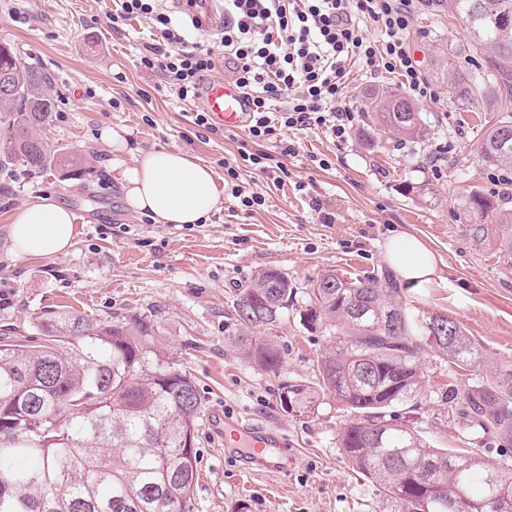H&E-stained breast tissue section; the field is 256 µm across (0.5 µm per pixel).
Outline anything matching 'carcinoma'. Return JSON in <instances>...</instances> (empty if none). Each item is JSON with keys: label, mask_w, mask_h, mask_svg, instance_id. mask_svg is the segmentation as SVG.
Returning <instances> with one entry per match:
<instances>
[{"label": "carcinoma", "mask_w": 512, "mask_h": 512, "mask_svg": "<svg viewBox=\"0 0 512 512\" xmlns=\"http://www.w3.org/2000/svg\"><path fill=\"white\" fill-rule=\"evenodd\" d=\"M470 32L469 72L448 62V88L462 108L476 96H512V0H448ZM18 90L0 100V170L20 162L76 169L79 158L53 152L43 132L55 107L51 81L0 42V70ZM378 130L422 136L423 119L398 90L365 91ZM490 166L512 168V117L490 127L481 146ZM462 210L479 244L512 260V209L477 191ZM371 272L328 271L309 280L303 323L323 327L334 345L314 380L280 387L286 411L306 414L327 398L349 419L338 434L352 468L377 485L389 512H512V462L479 448L467 455L430 447L408 415L424 396V356L475 375L441 394L478 444L491 436L512 447V364L483 371L479 346L455 321L416 314ZM295 284L272 269L258 273L235 304L248 356L276 373L281 352L254 336L288 312ZM41 342L0 331V512H193L196 435L202 405L191 375L151 346L147 321L112 322L71 313L41 318Z\"/></svg>", "instance_id": "obj_1"}]
</instances>
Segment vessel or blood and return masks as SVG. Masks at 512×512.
<instances>
[{"instance_id":"b4317fda","label":"vessel or blood","mask_w":512,"mask_h":512,"mask_svg":"<svg viewBox=\"0 0 512 512\" xmlns=\"http://www.w3.org/2000/svg\"><path fill=\"white\" fill-rule=\"evenodd\" d=\"M202 104L207 112L226 128L237 129L249 110L247 96L237 85L226 80L210 81ZM224 445L238 451L246 468L283 470L288 435L279 428L255 423L234 415L224 417Z\"/></svg>"}]
</instances>
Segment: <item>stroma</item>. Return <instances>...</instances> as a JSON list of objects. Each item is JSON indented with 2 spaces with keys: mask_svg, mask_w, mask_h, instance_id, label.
Listing matches in <instances>:
<instances>
[{
  "mask_svg": "<svg viewBox=\"0 0 512 512\" xmlns=\"http://www.w3.org/2000/svg\"><path fill=\"white\" fill-rule=\"evenodd\" d=\"M111 11L112 0H0V42L52 78L56 107L45 131L51 149L80 159L74 174L57 166L33 172L19 163L0 172V326L25 339L35 336L39 316L48 311L124 322L146 317L154 323L156 349L194 378L204 413L228 411L288 433L286 469L251 472L201 421L194 512H387L377 487L352 470L337 445L346 411L332 400L302 415L280 406L279 384L314 378L331 344L325 332L300 324L304 293L260 333L282 353L275 374L236 344L234 303L239 289L268 268L286 272L300 288L333 269L375 271L388 287L382 245L389 232L403 231L444 263L441 279L402 292L404 303L459 323L488 366L512 363V263L471 238L458 205L474 190L512 207V188L494 189L495 171L480 154L482 136L501 112L480 100L463 110L448 92V53L468 46V30L443 0L418 16L411 51L436 92L418 103L422 139L378 131L365 110L364 90L403 91L405 79L353 70L345 94L356 114L346 141L321 130L291 131L298 154L284 158L288 175L280 183L241 171L248 190L264 197L263 206L245 211L227 195L204 223L175 227L128 210L112 178L117 155L104 130H125L127 149L119 155L125 162L141 150L181 149L219 177L223 160H237L255 145L241 128L219 135L194 125L190 115L198 102L178 100L159 74L134 65L150 37L149 20L130 21L116 33L107 20ZM439 152L444 163L431 167L429 157ZM314 155L328 159V168L313 165ZM44 195L75 214L74 245L61 255L16 257L8 243L11 220ZM319 206L335 214V223H319ZM424 365L428 395L419 429L433 447L464 448L462 421L438 396L464 377L432 354Z\"/></svg>",
  "mask_w": 512,
  "mask_h": 512,
  "instance_id": "35a3bbf8",
  "label": "stroma"
}]
</instances>
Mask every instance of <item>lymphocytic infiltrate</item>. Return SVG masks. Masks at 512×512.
Here are the masks:
<instances>
[{
  "mask_svg": "<svg viewBox=\"0 0 512 512\" xmlns=\"http://www.w3.org/2000/svg\"><path fill=\"white\" fill-rule=\"evenodd\" d=\"M431 0H224V30L219 48L188 43L160 0H114L113 28L132 18L151 21L156 41L136 66L162 76L182 101L199 98L206 76L224 65L250 96L246 119L253 142L282 130L324 129L345 141L355 109L342 94L352 68L401 71L415 98L430 95L410 52V37L420 9ZM278 154H243L225 162L224 181L246 208L262 198L246 192L242 165L278 177L283 158L295 145L282 142Z\"/></svg>",
  "mask_w": 512,
  "mask_h": 512,
  "instance_id": "lymphocytic-infiltrate-1",
  "label": "lymphocytic infiltrate"
}]
</instances>
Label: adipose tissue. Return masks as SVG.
I'll use <instances>...</instances> for the list:
<instances>
[{
  "label": "adipose tissue",
  "instance_id": "adipose-tissue-1",
  "mask_svg": "<svg viewBox=\"0 0 512 512\" xmlns=\"http://www.w3.org/2000/svg\"><path fill=\"white\" fill-rule=\"evenodd\" d=\"M112 170L127 207L156 224H198L222 206L211 168L180 150L143 151L133 164L113 162ZM74 221L72 210L55 197L38 198L13 217L10 250L20 257L65 253L76 237ZM382 258L409 291L431 283L440 273L436 254L408 233L391 234Z\"/></svg>",
  "mask_w": 512,
  "mask_h": 512
}]
</instances>
